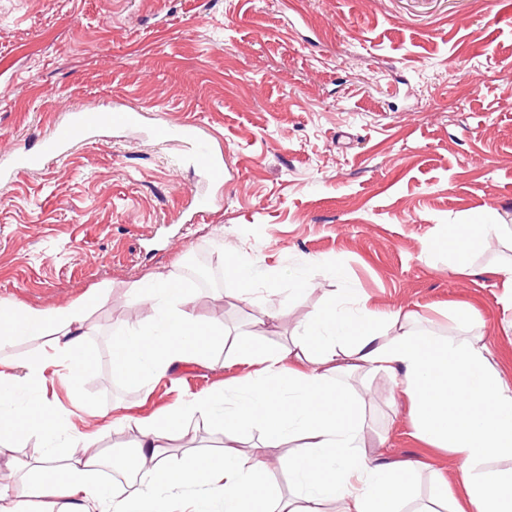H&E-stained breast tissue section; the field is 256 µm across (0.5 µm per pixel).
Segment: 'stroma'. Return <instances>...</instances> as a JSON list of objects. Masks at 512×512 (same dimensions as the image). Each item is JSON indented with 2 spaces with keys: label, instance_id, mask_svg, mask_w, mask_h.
Masks as SVG:
<instances>
[{
  "label": "stroma",
  "instance_id": "obj_1",
  "mask_svg": "<svg viewBox=\"0 0 512 512\" xmlns=\"http://www.w3.org/2000/svg\"><path fill=\"white\" fill-rule=\"evenodd\" d=\"M512 0H0V160L42 152L69 113L115 102L142 114L105 127L0 185V305H86L96 365L71 386L47 365L43 398L93 447L135 439L139 421L187 397L220 391L250 367L232 345L212 368L128 384L113 374L114 327L149 323L133 290L151 274L181 277L209 248L253 260L261 305L235 282L190 289L196 315L252 330L262 310L287 307L260 342L291 343L297 324L351 290L378 312L413 311L447 334L452 305L470 307L472 334L512 376V335L487 271L512 250L475 249L472 274L428 251L451 224L492 213L512 225ZM480 70L479 87L467 81ZM194 122L224 157L205 179L182 143L157 129ZM212 204L195 216L198 200ZM343 270L336 279L334 270ZM316 289L289 295L292 279ZM42 335L0 340V378L23 376L50 353ZM366 392L364 449L416 463L413 501L458 462L414 435L396 381L355 380Z\"/></svg>",
  "mask_w": 512,
  "mask_h": 512
}]
</instances>
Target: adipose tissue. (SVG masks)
I'll return each instance as SVG.
<instances>
[{"label":"adipose tissue","mask_w":512,"mask_h":512,"mask_svg":"<svg viewBox=\"0 0 512 512\" xmlns=\"http://www.w3.org/2000/svg\"><path fill=\"white\" fill-rule=\"evenodd\" d=\"M507 228L485 216L452 228L439 246L453 272L466 273L474 246L507 241ZM151 312L150 324L116 329L112 371L143 384L186 363L213 367V350L224 330L200 321L182 282L153 275L134 290ZM84 306L18 309L0 307V336L42 334L67 376L79 381L93 370L85 343ZM472 313L455 309L457 334L439 336L417 324L413 312L382 314L353 292L328 298L299 323L296 342L268 350L258 333L236 342L252 371L237 386V402L223 392H205L141 423L136 448L139 479L129 491L98 480L101 453L62 427L57 412L36 392L45 357L28 361L24 376L0 387V462L11 465L16 441L36 434L47 452L28 465L19 488L0 489V512H24L27 496L43 499L45 512H401L412 501L414 464L390 462L362 451L361 399L347 385L351 375L388 374L409 407L417 438L449 450L461 466V481L474 512H512V469L487 471L492 455L512 456V378L494 362L482 337L465 335ZM29 400L15 405L17 394ZM196 416L218 423L229 444L221 453L193 448L175 452L172 438ZM259 433L265 447L298 441L280 464L259 453L236 450L237 438ZM288 469L297 486L282 498L276 467Z\"/></svg>","instance_id":"obj_1"}]
</instances>
